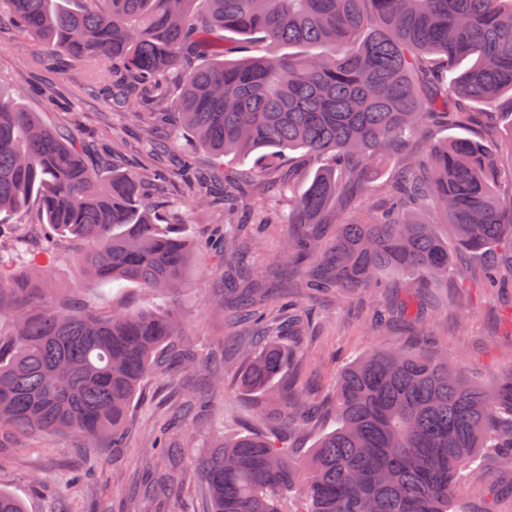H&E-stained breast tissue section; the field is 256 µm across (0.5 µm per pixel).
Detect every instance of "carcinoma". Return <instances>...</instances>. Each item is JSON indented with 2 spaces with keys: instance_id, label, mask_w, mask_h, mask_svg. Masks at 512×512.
I'll list each match as a JSON object with an SVG mask.
<instances>
[{
  "instance_id": "obj_1",
  "label": "carcinoma",
  "mask_w": 512,
  "mask_h": 512,
  "mask_svg": "<svg viewBox=\"0 0 512 512\" xmlns=\"http://www.w3.org/2000/svg\"><path fill=\"white\" fill-rule=\"evenodd\" d=\"M18 28L48 53L79 60L107 106L132 110L146 96L168 100L155 121H174L215 159L208 180L224 188V236L193 240L178 219L157 215L155 188L195 166L181 150L175 167L143 173L93 166L80 137L0 96V214L37 200L43 236L84 240L78 262L94 279L130 282L176 295L195 256L237 262L248 200L294 171L242 172L224 163L258 154L272 161L304 151L317 166L291 200L284 252L311 263L312 292L412 288L448 283L452 254L433 225L413 214L436 205L457 251L488 258L485 281H512V192L496 191L497 147L488 137H457L406 154L380 189L372 219L338 223L347 187L374 189L364 172L403 149L431 119H470L464 102L512 93V0H0V30ZM222 32L258 34L290 48L279 57L213 41ZM177 73L179 93L168 97ZM336 225L331 246L322 227ZM14 242L0 235V448L5 437L69 432L86 443L125 446V421L141 381L167 350L187 368L202 356L172 314L148 308L109 315L40 293L49 265L32 256L5 273ZM216 301L241 321L261 322L264 296L253 285ZM242 364L240 386L274 394L293 351L275 335L224 337ZM288 430L309 424L316 408L300 391L283 402ZM336 427L309 453L280 447L266 434L223 438L200 460L208 512H279V496L301 477L300 512H468L465 472L493 448L512 470V369L492 384L467 380L455 363L425 350L376 352L354 361L336 389ZM0 512H26L0 491Z\"/></svg>"
}]
</instances>
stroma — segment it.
Instances as JSON below:
<instances>
[{"mask_svg":"<svg viewBox=\"0 0 512 512\" xmlns=\"http://www.w3.org/2000/svg\"><path fill=\"white\" fill-rule=\"evenodd\" d=\"M42 48L16 30L0 34V92L38 111L48 113L61 128L77 131L92 146L109 143L113 163L125 172H142L157 164V144L169 140L173 126L146 136L140 123L127 113L109 108L89 81L82 63L63 59L45 71ZM283 166L293 169L290 190L253 199L250 230L254 243L246 266L270 297L265 309L276 322L287 321L274 299L293 294L305 324L304 355L291 373L298 388L321 406L318 428L331 427V405L338 376L352 359L395 348L444 350L461 372L480 384L512 367V288L491 289L483 282L484 260L464 254L456 266L464 277L450 276L448 284L432 289L423 303L424 329L403 317L392 318L387 329L374 334L368 325L376 312L388 311L397 294L329 292L308 295L287 263L281 262L286 228L282 222L291 199L314 173L300 152H287ZM155 207L165 214L181 212L182 233L205 238L224 227V196L216 193L206 208L192 204L190 190L181 182L156 191ZM85 245L78 240L59 244L66 260L52 262L49 281L65 290L78 305L100 313L115 309L149 307L170 311L182 331L204 354L215 352L225 337L255 335L253 325L235 322L227 309L212 302L224 286L218 259L201 255L176 297L144 293L136 285L102 283L85 276L74 257ZM224 374L223 389L192 384L181 366L148 378L127 421V446L121 450L101 444L84 447L72 434L25 436L0 450V489L22 498L28 512H206L197 458L226 432L266 431L268 422L258 414L260 395L240 390L235 381L237 362H216ZM165 434L180 460L170 463L157 454L155 439ZM470 512H512V472L503 470L490 449L466 480Z\"/></svg>","mask_w":512,"mask_h":512,"instance_id":"stroma-1","label":"stroma"}]
</instances>
